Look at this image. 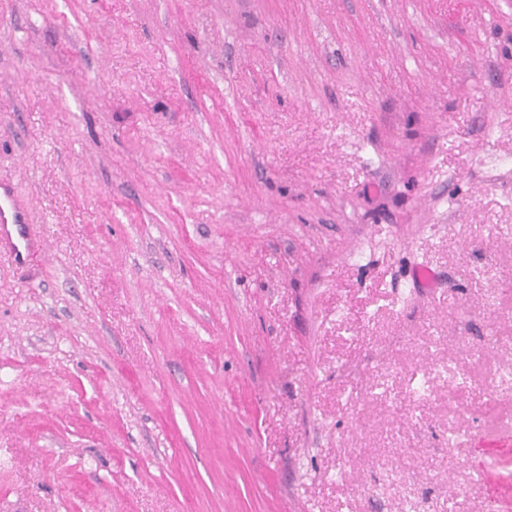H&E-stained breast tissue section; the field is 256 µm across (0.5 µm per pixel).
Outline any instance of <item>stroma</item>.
Wrapping results in <instances>:
<instances>
[{"mask_svg":"<svg viewBox=\"0 0 512 512\" xmlns=\"http://www.w3.org/2000/svg\"><path fill=\"white\" fill-rule=\"evenodd\" d=\"M0 183V512H512V0H0ZM26 217L12 199L11 193L4 185H0V248L7 246L15 257L22 256L20 248L27 250L31 246L26 230ZM9 225L16 228L17 237H13Z\"/></svg>","mask_w":512,"mask_h":512,"instance_id":"obj_1","label":"stroma"}]
</instances>
